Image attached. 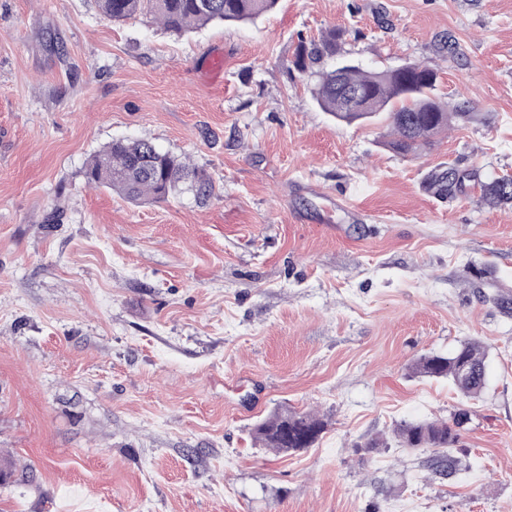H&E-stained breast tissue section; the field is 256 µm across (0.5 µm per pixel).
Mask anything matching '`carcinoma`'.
<instances>
[{
	"label": "carcinoma",
	"instance_id": "cac0c4a2",
	"mask_svg": "<svg viewBox=\"0 0 512 512\" xmlns=\"http://www.w3.org/2000/svg\"><path fill=\"white\" fill-rule=\"evenodd\" d=\"M278 0H97L101 15L111 22L149 14L175 32H190L212 22H250L277 5ZM348 31L333 27L319 40L300 42L290 60L301 74L313 72L326 58L340 53ZM436 72L424 64L365 71L357 65L336 66L318 72L313 89L317 105L345 123L367 121L388 114L391 138L385 146L403 155H416L448 130L453 119L469 116L450 112L437 101ZM86 184L110 188L136 203L159 202L185 190L199 200L214 195L215 185L203 170L162 152L146 140L116 139L90 157L84 168ZM473 173L450 166L433 183L450 196L462 190ZM483 197L491 205L512 206V176L495 177L481 184ZM485 346L471 340L447 355L431 354L412 366V372L430 378H446L462 395H478L486 383ZM470 419L466 409L452 421L436 419L405 421L395 428L402 447L427 448L434 452L429 468L434 474L454 477L461 460L454 454L460 428ZM324 423L311 415L290 410L277 412L256 425L255 438L278 452L309 448L318 440Z\"/></svg>",
	"mask_w": 512,
	"mask_h": 512
}]
</instances>
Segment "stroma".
<instances>
[{
  "label": "stroma",
  "mask_w": 512,
  "mask_h": 512,
  "mask_svg": "<svg viewBox=\"0 0 512 512\" xmlns=\"http://www.w3.org/2000/svg\"><path fill=\"white\" fill-rule=\"evenodd\" d=\"M334 26L342 60L429 65L468 118L406 157L386 121H336L287 68ZM115 139L216 196L87 188ZM451 164L475 175L452 199L430 185ZM503 174L512 0H279L181 35L0 0V512H512V207L481 192ZM473 339L478 397L411 375ZM461 408L465 471L443 479L394 429ZM284 409L323 421L312 447L255 439ZM376 437L388 451L356 452Z\"/></svg>",
  "instance_id": "1"
}]
</instances>
